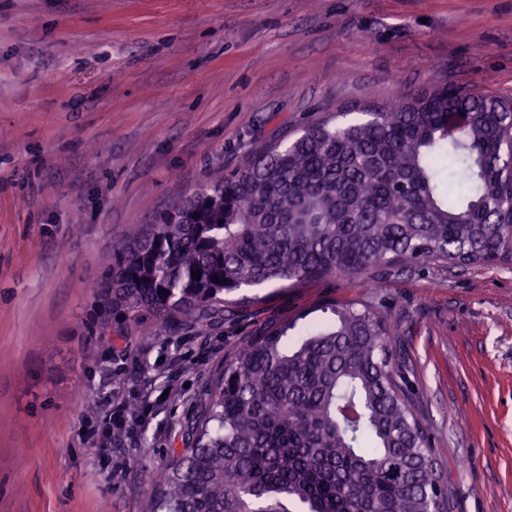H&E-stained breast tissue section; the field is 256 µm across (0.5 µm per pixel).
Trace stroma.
<instances>
[{
    "mask_svg": "<svg viewBox=\"0 0 512 512\" xmlns=\"http://www.w3.org/2000/svg\"><path fill=\"white\" fill-rule=\"evenodd\" d=\"M439 85L512 100V0H0V512H148L241 346L352 300L395 326L448 512H512V259L90 327L113 246L215 171ZM168 379L181 397L146 399ZM110 390L145 413L138 454L85 441Z\"/></svg>",
    "mask_w": 512,
    "mask_h": 512,
    "instance_id": "1",
    "label": "stroma"
}]
</instances>
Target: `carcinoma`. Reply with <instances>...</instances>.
Masks as SVG:
<instances>
[{"instance_id":"obj_1","label":"carcinoma","mask_w":512,"mask_h":512,"mask_svg":"<svg viewBox=\"0 0 512 512\" xmlns=\"http://www.w3.org/2000/svg\"><path fill=\"white\" fill-rule=\"evenodd\" d=\"M511 129L512 104L445 87L262 145L113 248L92 324H173L378 267L512 259ZM326 312L265 326L224 365L190 422L194 448L157 469L150 512H447L391 320L368 302Z\"/></svg>"}]
</instances>
